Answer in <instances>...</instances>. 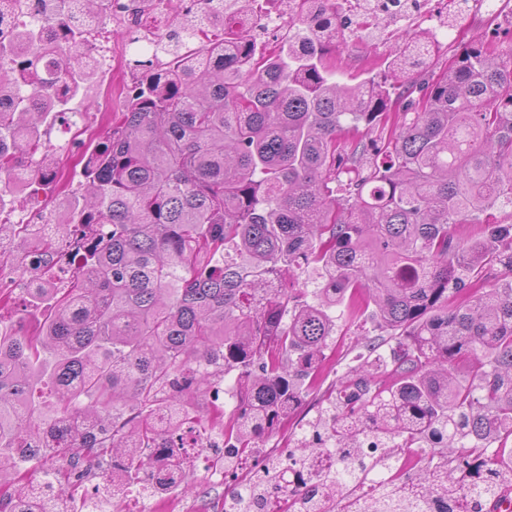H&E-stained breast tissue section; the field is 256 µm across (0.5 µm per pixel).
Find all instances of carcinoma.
<instances>
[{
	"instance_id": "carcinoma-1",
	"label": "carcinoma",
	"mask_w": 512,
	"mask_h": 512,
	"mask_svg": "<svg viewBox=\"0 0 512 512\" xmlns=\"http://www.w3.org/2000/svg\"><path fill=\"white\" fill-rule=\"evenodd\" d=\"M307 43L271 56L244 35L186 50L163 71L144 65L125 110L82 157L86 192L77 228L0 221L4 250L37 240L38 270L69 248L79 265L66 288L40 285L52 305L39 332L0 336V512L45 451L51 482L77 489L90 467L123 449L128 469L166 462L185 473L180 433L251 456L263 438L320 389L337 322L366 318L361 362L309 422L298 460L322 437L359 454L365 437L392 456L388 474L352 460L336 491L305 508L285 493L271 512L425 509L435 488L472 512L464 475L485 470L484 501L512 487V43L467 48L427 82L405 80L411 37L386 58L399 80L336 81L327 14L305 0ZM15 59L36 80L0 111V176L30 160L17 189L34 199L58 183L42 165L41 127L66 114L90 74L20 33ZM459 224H482L462 237ZM304 274L316 302L286 280ZM235 374L234 419L186 409ZM49 378L54 401L40 405Z\"/></svg>"
}]
</instances>
